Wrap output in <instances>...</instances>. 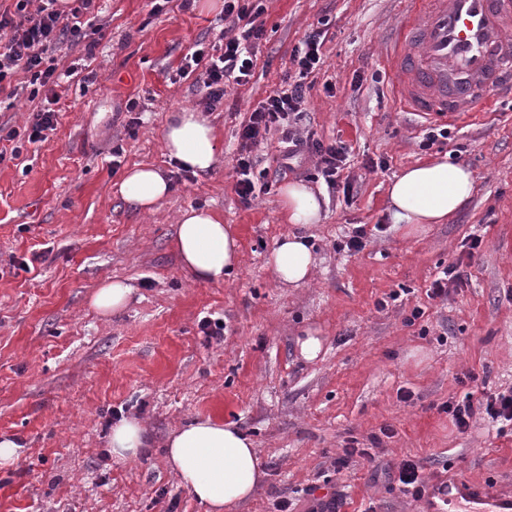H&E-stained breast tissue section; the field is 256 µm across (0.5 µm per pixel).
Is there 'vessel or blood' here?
Instances as JSON below:
<instances>
[{
    "mask_svg": "<svg viewBox=\"0 0 512 512\" xmlns=\"http://www.w3.org/2000/svg\"><path fill=\"white\" fill-rule=\"evenodd\" d=\"M383 57L405 111L455 122L512 97V0H409ZM469 512H512L470 485Z\"/></svg>",
    "mask_w": 512,
    "mask_h": 512,
    "instance_id": "1",
    "label": "vessel or blood"
}]
</instances>
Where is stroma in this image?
Returning a JSON list of instances; mask_svg holds the SVG:
<instances>
[{"label":"stroma","mask_w":512,"mask_h":512,"mask_svg":"<svg viewBox=\"0 0 512 512\" xmlns=\"http://www.w3.org/2000/svg\"><path fill=\"white\" fill-rule=\"evenodd\" d=\"M201 2L94 0L79 45L61 46L59 64L74 72L57 89L56 130L0 162V437L22 446L0 467V512H205L169 471L163 448L170 430L196 416L237 423L267 471L230 512H276L283 499L310 512L333 496L338 512H434L393 481L388 466L403 458L421 462L429 485L455 478L512 493V428L479 414L462 434L441 409L512 387V99L422 147L428 122L396 105L381 55L403 0H265L251 77L227 83L223 106L208 114L216 165L173 180L146 213L123 199L119 183L137 164L175 171L163 130L171 113L199 109L205 95L177 70L196 42L222 44L229 27L224 0ZM312 31L322 35V63L301 128L347 144L340 180L351 192L326 188L309 154L279 174L273 133L254 149L271 189L244 204L235 191L238 130L285 89L292 49ZM132 98L144 112L131 133ZM446 154L474 174L468 205L413 238L381 230L393 177ZM292 181L326 195L321 222L303 229L317 267L299 288L278 286L268 263L291 230L279 190ZM191 207L215 211L238 236L240 265L224 283L191 282L180 268L172 239ZM359 226L366 247L337 250ZM471 234L481 244L470 255L462 242ZM455 263L461 284L447 299L429 298L438 273ZM109 278L135 292L104 318L89 298ZM416 307L423 317L407 324ZM207 315L223 319L222 339L201 332ZM310 329L323 339L312 361L297 345ZM129 414L146 423L155 446L116 462L109 430ZM349 445L378 447L382 468L359 459L334 469Z\"/></svg>","instance_id":"1"}]
</instances>
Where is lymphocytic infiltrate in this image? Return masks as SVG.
Wrapping results in <instances>:
<instances>
[{
  "label": "lymphocytic infiltrate",
  "mask_w": 512,
  "mask_h": 512,
  "mask_svg": "<svg viewBox=\"0 0 512 512\" xmlns=\"http://www.w3.org/2000/svg\"><path fill=\"white\" fill-rule=\"evenodd\" d=\"M14 2V10L0 12V82L11 78L16 71H24L30 76V99L44 98V107L34 113L26 129L28 142L36 143L46 140L57 126L53 105L60 79L55 74V66L47 63L46 56L64 36L77 34L78 28L72 20L89 9L93 0H77L76 7L66 14L57 9L58 0ZM263 12V0H224L225 16L236 17L241 23L239 34L225 39L220 47L196 44L184 56L179 72L184 76L196 74L203 84L205 110L223 105L226 80L243 83L250 77L251 49L264 36V28L258 23ZM320 37V32H312L293 48L292 60L297 72L287 89L259 104L240 131L236 192L243 203H252L268 190V173L257 170L251 152L274 129L281 133L283 159L302 152L315 155L317 171L327 186L332 189L338 186V173L348 154L346 144L341 141L327 144L310 135L305 137L296 128L307 89L305 80L321 60ZM444 410L462 433L468 431L471 420L479 413L492 421L512 424V388L487 393L478 400L469 395L459 401L452 400L445 404Z\"/></svg>",
  "instance_id": "obj_1"
}]
</instances>
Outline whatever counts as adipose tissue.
<instances>
[{"instance_id": "1", "label": "adipose tissue", "mask_w": 512, "mask_h": 512, "mask_svg": "<svg viewBox=\"0 0 512 512\" xmlns=\"http://www.w3.org/2000/svg\"><path fill=\"white\" fill-rule=\"evenodd\" d=\"M163 140L169 157L192 171H207L217 160L214 129L193 110L173 113ZM168 191L166 176L150 165L134 166L120 182L124 199L142 210H153ZM474 191L469 167L449 158L406 167L387 189L389 230L409 238L423 233L427 225L447 223ZM279 197L285 223H320L322 201L307 184L286 183ZM173 249L187 278L198 283H222L240 262V243L230 225L203 208L179 214ZM270 264L277 284L297 287L312 281L316 258L307 237L288 233L277 241ZM152 446L139 418L129 416L113 424L109 448L114 460L135 461ZM164 448L169 468L207 512H229L232 505L250 499L265 476L254 442L236 424L210 416L193 418L171 431Z\"/></svg>"}]
</instances>
